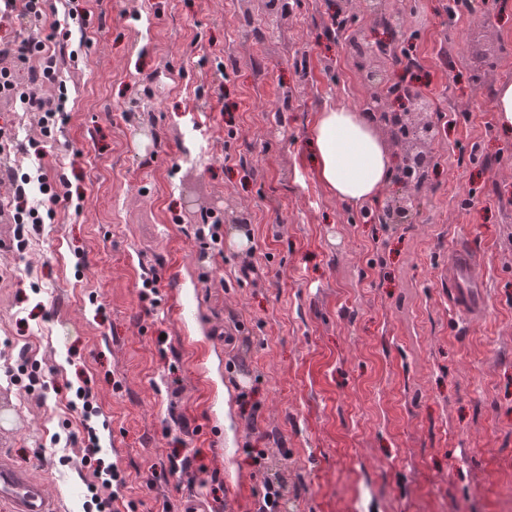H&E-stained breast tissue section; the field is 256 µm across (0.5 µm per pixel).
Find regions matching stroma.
<instances>
[{"mask_svg": "<svg viewBox=\"0 0 512 512\" xmlns=\"http://www.w3.org/2000/svg\"><path fill=\"white\" fill-rule=\"evenodd\" d=\"M339 12L382 38L353 0H48L43 20L0 18L1 38L65 55L50 82L0 55L23 91L67 97L52 128L0 98V163L70 195L21 226L0 180V458L56 512L90 500L91 427L126 476L100 491L118 512H257L268 481L290 512H512V133L492 109L512 0L406 13L435 130L407 224L363 218L397 182L354 208L315 175L317 113L359 107L386 65L330 34ZM463 236L481 320L448 303Z\"/></svg>", "mask_w": 512, "mask_h": 512, "instance_id": "1", "label": "stroma"}]
</instances>
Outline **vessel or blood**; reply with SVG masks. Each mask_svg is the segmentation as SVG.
I'll use <instances>...</instances> for the list:
<instances>
[{"mask_svg": "<svg viewBox=\"0 0 512 512\" xmlns=\"http://www.w3.org/2000/svg\"><path fill=\"white\" fill-rule=\"evenodd\" d=\"M480 258L467 246L458 244L449 257L448 276L451 283L449 299L459 310L483 316L486 307L483 290L476 274ZM0 502L11 512H51V503L41 485L32 480L26 470L0 461Z\"/></svg>", "mask_w": 512, "mask_h": 512, "instance_id": "b4317fda", "label": "vessel or blood"}]
</instances>
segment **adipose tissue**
<instances>
[{
	"label": "adipose tissue",
	"instance_id": "adipose-tissue-1",
	"mask_svg": "<svg viewBox=\"0 0 512 512\" xmlns=\"http://www.w3.org/2000/svg\"><path fill=\"white\" fill-rule=\"evenodd\" d=\"M316 176L336 198L349 203L377 199L393 168L390 150L364 112L330 107L311 127Z\"/></svg>",
	"mask_w": 512,
	"mask_h": 512
}]
</instances>
